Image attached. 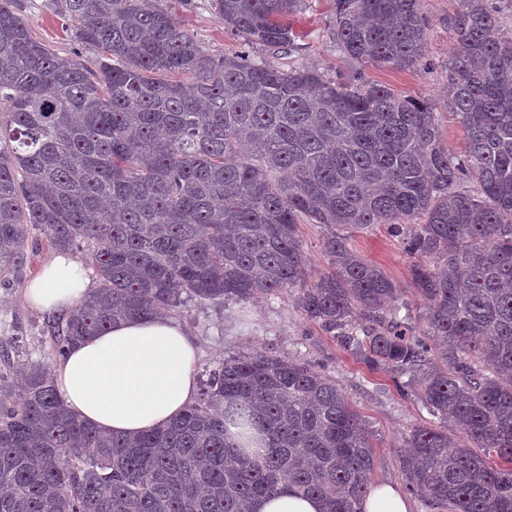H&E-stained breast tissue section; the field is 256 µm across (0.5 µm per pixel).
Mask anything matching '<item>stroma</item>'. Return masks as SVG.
Here are the masks:
<instances>
[{"label":"stroma","instance_id":"stroma-1","mask_svg":"<svg viewBox=\"0 0 512 512\" xmlns=\"http://www.w3.org/2000/svg\"><path fill=\"white\" fill-rule=\"evenodd\" d=\"M312 7L295 16L293 29L299 35L295 52L276 57L281 66H309L326 77H346L353 62L340 52L330 33L329 0H311ZM173 9L177 18L210 54L221 56L242 50V38L225 27L208 5V0H160ZM458 9V0H422L428 30L422 65L410 70L369 66L370 80L392 88L398 94L414 96L434 104L441 139L452 152L462 151L465 133L448 109V59L452 41L448 22ZM28 22L32 35L59 55L77 50L73 35L63 19L53 13L47 0H29ZM354 248L380 266L397 286L398 303L420 314L423 302L410 275L411 260L400 238L385 227L355 234ZM52 253L45 237L30 235L29 261L22 279L0 286V340L17 338L21 360L52 362V341L45 326V313L31 306L25 286ZM198 346L195 364L197 380H206L210 370L234 354L262 351L283 358L298 357L313 369L332 376L352 409L374 435L376 462L373 483H389L405 488L401 460L407 452V438L419 426L435 425L436 420L412 396H401L386 370L369 371L354 356L340 349L329 336L308 322L296 308L290 291L263 296L244 304H188L175 315Z\"/></svg>","mask_w":512,"mask_h":512}]
</instances>
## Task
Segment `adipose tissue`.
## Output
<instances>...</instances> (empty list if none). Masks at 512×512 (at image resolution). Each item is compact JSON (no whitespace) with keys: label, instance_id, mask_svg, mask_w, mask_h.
<instances>
[{"label":"adipose tissue","instance_id":"ef3b65f1","mask_svg":"<svg viewBox=\"0 0 512 512\" xmlns=\"http://www.w3.org/2000/svg\"><path fill=\"white\" fill-rule=\"evenodd\" d=\"M83 264L55 252L28 283L36 309L60 314L91 292ZM196 346L167 316L121 322L74 344L58 362L54 378L68 409L99 430L137 436L166 425L196 398ZM252 512H324L321 499L290 485L251 504Z\"/></svg>","mask_w":512,"mask_h":512}]
</instances>
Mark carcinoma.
Instances as JSON below:
<instances>
[{
  "instance_id": "1",
  "label": "carcinoma",
  "mask_w": 512,
  "mask_h": 512,
  "mask_svg": "<svg viewBox=\"0 0 512 512\" xmlns=\"http://www.w3.org/2000/svg\"><path fill=\"white\" fill-rule=\"evenodd\" d=\"M210 2L249 51L210 54L157 0H51L88 64L33 38L25 0H0V281L23 275L32 229L86 256L95 290L47 318L58 360L119 320L296 288L310 322L451 425L411 432L407 489L432 509L512 512V34H495L497 0H460L448 24L459 154L431 103L362 79L421 62L420 0H333L357 66L342 81L263 56L295 50L309 0ZM465 178L477 193L457 190ZM304 220L329 230L313 280ZM376 226L414 259L421 335L342 233ZM9 369L0 512H250L284 483L362 512L373 434L302 359L228 357L137 437L68 412L49 364L26 363L16 389Z\"/></svg>"
}]
</instances>
